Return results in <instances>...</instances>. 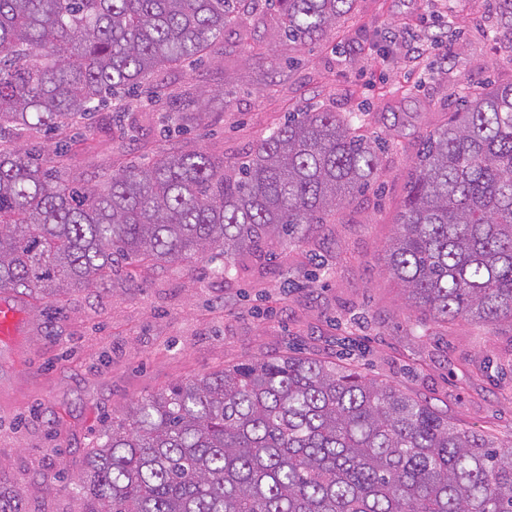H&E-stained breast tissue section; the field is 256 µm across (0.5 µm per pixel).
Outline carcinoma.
<instances>
[{"instance_id":"obj_1","label":"carcinoma","mask_w":512,"mask_h":512,"mask_svg":"<svg viewBox=\"0 0 512 512\" xmlns=\"http://www.w3.org/2000/svg\"><path fill=\"white\" fill-rule=\"evenodd\" d=\"M265 2L288 40L354 0H0V137L65 133L106 98L202 56ZM417 151L389 247L408 306L512 323V82L472 92ZM359 115L299 112L243 158L159 147L95 183L0 142V291L51 300L149 262L305 240L380 172ZM71 473V512H512V446L398 386L286 355L136 401Z\"/></svg>"}]
</instances>
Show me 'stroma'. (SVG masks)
<instances>
[{
  "instance_id": "obj_1",
  "label": "stroma",
  "mask_w": 512,
  "mask_h": 512,
  "mask_svg": "<svg viewBox=\"0 0 512 512\" xmlns=\"http://www.w3.org/2000/svg\"><path fill=\"white\" fill-rule=\"evenodd\" d=\"M153 77L149 119L114 108L78 123L61 164L92 178L147 162L194 103L205 119L179 143L241 157L289 113H359L386 145L381 171L321 226L275 257L141 267L113 292L85 288L60 304L10 291L22 316L0 342V462L25 512H68L61 460H79L101 427L176 381L285 353L326 358L426 398L461 427L512 440V324L439 325L409 309L386 247L420 139L444 127L462 85L512 81V35L494 0H355L335 31L301 47L269 12L242 19L207 51ZM51 494H40L44 481Z\"/></svg>"
}]
</instances>
